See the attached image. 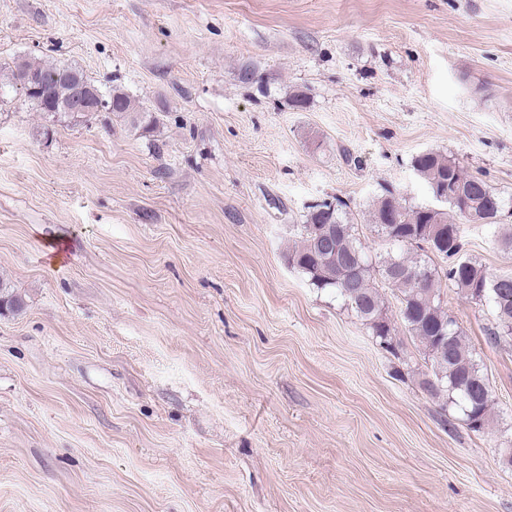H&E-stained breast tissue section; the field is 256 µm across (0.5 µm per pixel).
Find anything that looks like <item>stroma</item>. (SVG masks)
Instances as JSON below:
<instances>
[{"label": "stroma", "instance_id": "1", "mask_svg": "<svg viewBox=\"0 0 512 512\" xmlns=\"http://www.w3.org/2000/svg\"><path fill=\"white\" fill-rule=\"evenodd\" d=\"M77 66L155 112L0 93V512H512V340L442 292L489 379L472 431L286 254L308 204L434 205L439 151L512 208V0H0V80ZM307 96L305 109L290 97ZM512 216L460 226L512 273Z\"/></svg>", "mask_w": 512, "mask_h": 512}]
</instances>
